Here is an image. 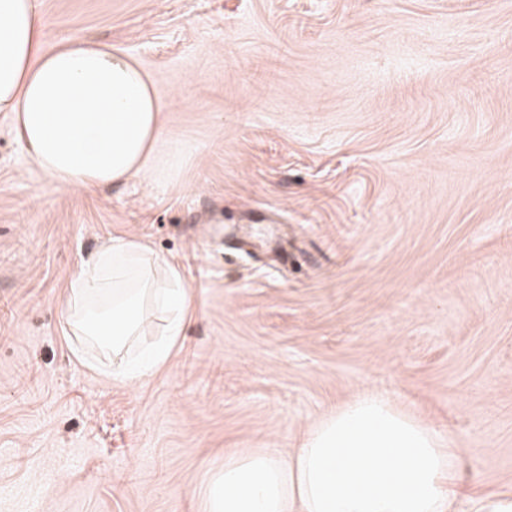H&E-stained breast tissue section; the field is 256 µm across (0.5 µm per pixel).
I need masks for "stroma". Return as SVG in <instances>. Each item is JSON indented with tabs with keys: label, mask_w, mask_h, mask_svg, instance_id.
<instances>
[{
	"label": "stroma",
	"mask_w": 512,
	"mask_h": 512,
	"mask_svg": "<svg viewBox=\"0 0 512 512\" xmlns=\"http://www.w3.org/2000/svg\"><path fill=\"white\" fill-rule=\"evenodd\" d=\"M155 80L177 176L58 190L0 112V512H200L237 448L297 447L367 390L512 491V0H35ZM136 236L192 305L112 378L68 283Z\"/></svg>",
	"instance_id": "35a3bbf8"
}]
</instances>
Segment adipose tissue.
<instances>
[{
    "mask_svg": "<svg viewBox=\"0 0 512 512\" xmlns=\"http://www.w3.org/2000/svg\"><path fill=\"white\" fill-rule=\"evenodd\" d=\"M34 0H0V112L31 163L58 188L169 180L188 153L163 137L154 80L129 54L79 40L49 49ZM191 296L180 270L141 239L110 240L69 283L63 330L99 340L112 375L138 382L164 367ZM164 325L132 350L153 313ZM459 456L434 425L369 393L310 427L288 455L241 448L211 469L202 512H452Z\"/></svg>",
    "mask_w": 512,
    "mask_h": 512,
    "instance_id": "adipose-tissue-1",
    "label": "adipose tissue"
}]
</instances>
